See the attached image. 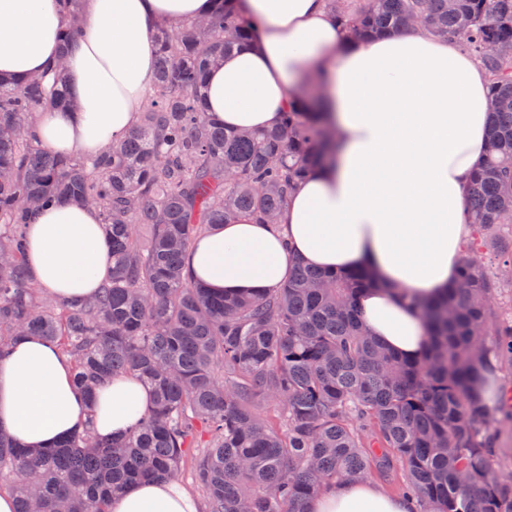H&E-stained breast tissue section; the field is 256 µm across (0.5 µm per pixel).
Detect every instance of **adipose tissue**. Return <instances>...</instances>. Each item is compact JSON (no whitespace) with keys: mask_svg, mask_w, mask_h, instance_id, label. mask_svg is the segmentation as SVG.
<instances>
[{"mask_svg":"<svg viewBox=\"0 0 512 512\" xmlns=\"http://www.w3.org/2000/svg\"><path fill=\"white\" fill-rule=\"evenodd\" d=\"M259 26L254 44L210 67L202 95L225 128L279 124L313 76L325 88L335 158L301 179L277 225L240 218L188 249L193 279L217 293L272 292L292 258L333 273L367 270L358 296L370 336L405 360L421 358L427 329L412 299L440 297L456 280L471 175L489 138V78L481 61L423 27L353 39L326 0H240ZM215 0H82L84 26L60 53L59 0H0V81L43 73L65 57L70 106L40 113L49 150L93 154L125 139L146 102L161 22L211 17ZM27 260L34 280L64 303L95 294L112 271L99 211L58 202L36 211ZM149 388L119 375L93 397L78 388L56 345L20 337L0 358V428L22 446L51 447L88 428L123 438L152 407ZM173 481L142 482L113 496L111 512H199ZM309 512H408L369 481L324 489Z\"/></svg>","mask_w":512,"mask_h":512,"instance_id":"1","label":"adipose tissue"}]
</instances>
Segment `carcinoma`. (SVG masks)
Masks as SVG:
<instances>
[{"instance_id":"cac0c4a2","label":"carcinoma","mask_w":512,"mask_h":512,"mask_svg":"<svg viewBox=\"0 0 512 512\" xmlns=\"http://www.w3.org/2000/svg\"><path fill=\"white\" fill-rule=\"evenodd\" d=\"M65 38L80 0H61ZM356 37L423 24L490 77L489 154L465 207L471 234L457 283L418 304L430 346L416 361L366 333L356 307L368 272L328 274L296 261L271 294L217 296L185 273L192 241L242 217L275 224L296 182L337 147L311 98L254 133L205 111L208 68L254 37L237 0L202 23L156 36L149 100L122 142L82 156L49 151L36 114L68 104L61 67L0 82V356L22 336L57 344L87 394L115 375L141 378L151 411L121 442L88 431L49 450L0 433V470L14 476V512H111L112 497L191 465L211 512H308L327 487L395 463L409 512H512V470L497 457L512 423L506 391L490 414L471 398L493 349L512 354V322L492 300L512 291V0H332ZM57 199L96 207L110 231L112 275L96 296L49 307L26 251L32 209ZM147 242L139 241L141 229ZM490 248L507 259L486 268ZM273 406L276 419L255 408Z\"/></svg>"}]
</instances>
